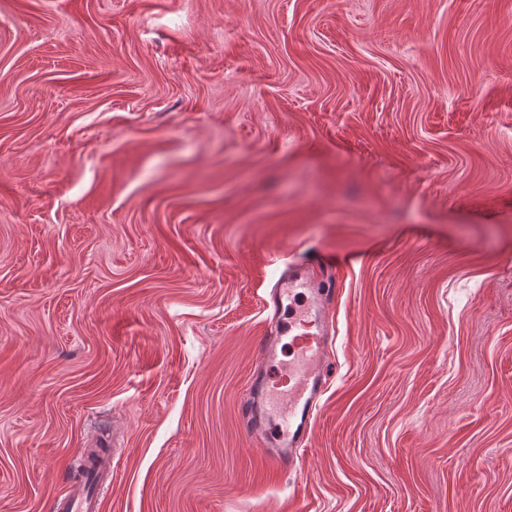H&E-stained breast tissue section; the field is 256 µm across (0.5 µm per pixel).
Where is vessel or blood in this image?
Listing matches in <instances>:
<instances>
[{"label":"vessel or blood","mask_w":512,"mask_h":512,"mask_svg":"<svg viewBox=\"0 0 512 512\" xmlns=\"http://www.w3.org/2000/svg\"><path fill=\"white\" fill-rule=\"evenodd\" d=\"M289 294L300 296L303 304L287 315L282 301ZM335 297V278L316 280L308 270L295 268L277 281L265 302L270 334L260 342V358L269 361L279 336L289 337L294 357L283 374L282 388L270 387L265 376H258L253 395L241 412L268 462L280 471L299 465L328 387L324 358L332 339L331 304ZM80 458L86 470L84 477L66 496L52 501L51 512H99L97 488L111 477L116 461L111 453L98 448L83 449Z\"/></svg>","instance_id":"b4317fda"}]
</instances>
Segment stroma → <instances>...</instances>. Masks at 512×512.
Returning <instances> with one entry per match:
<instances>
[{
  "label": "stroma",
  "instance_id": "1",
  "mask_svg": "<svg viewBox=\"0 0 512 512\" xmlns=\"http://www.w3.org/2000/svg\"><path fill=\"white\" fill-rule=\"evenodd\" d=\"M332 261L301 468L241 416ZM512 512V0H0V512ZM80 458L81 466L89 472L84 473V477L66 496L52 501V512H99L100 498L97 488L112 476L116 466L115 455L112 457V451L85 448L80 450Z\"/></svg>",
  "mask_w": 512,
  "mask_h": 512
}]
</instances>
